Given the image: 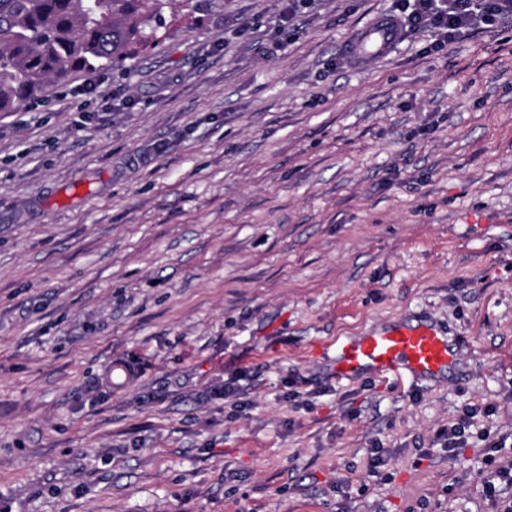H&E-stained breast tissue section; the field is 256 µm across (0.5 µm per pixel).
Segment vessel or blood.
<instances>
[{
  "label": "vessel or blood",
  "instance_id": "vessel-or-blood-1",
  "mask_svg": "<svg viewBox=\"0 0 512 512\" xmlns=\"http://www.w3.org/2000/svg\"><path fill=\"white\" fill-rule=\"evenodd\" d=\"M391 45L388 18L381 17L349 42L347 56L365 61L385 55ZM453 350L434 325L417 323L371 333L337 346V372L352 376L368 372L402 381L431 377L451 363Z\"/></svg>",
  "mask_w": 512,
  "mask_h": 512
}]
</instances>
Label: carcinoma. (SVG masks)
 <instances>
[{
  "label": "carcinoma",
  "instance_id": "cac0c4a2",
  "mask_svg": "<svg viewBox=\"0 0 512 512\" xmlns=\"http://www.w3.org/2000/svg\"><path fill=\"white\" fill-rule=\"evenodd\" d=\"M157 16L153 0H0V112L44 97L74 71L126 67Z\"/></svg>",
  "mask_w": 512,
  "mask_h": 512
}]
</instances>
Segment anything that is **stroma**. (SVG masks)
<instances>
[{
	"instance_id": "obj_1",
	"label": "stroma",
	"mask_w": 512,
	"mask_h": 512,
	"mask_svg": "<svg viewBox=\"0 0 512 512\" xmlns=\"http://www.w3.org/2000/svg\"><path fill=\"white\" fill-rule=\"evenodd\" d=\"M284 6L167 0L158 47L0 113V512H495L512 13L353 62L400 0ZM420 320L444 375L337 378ZM389 20L378 18L349 42L345 47L347 56L356 61H366L373 56H383L391 45ZM479 411L488 416L491 412V407L487 406L480 409L470 406L463 411V414L460 416L457 423L452 425L450 428L443 429L439 432L438 438L444 439V446L448 448V452L454 451L455 448H460V445H462L463 442L461 441V437L465 433V430L473 424L472 420L477 416Z\"/></svg>"
}]
</instances>
